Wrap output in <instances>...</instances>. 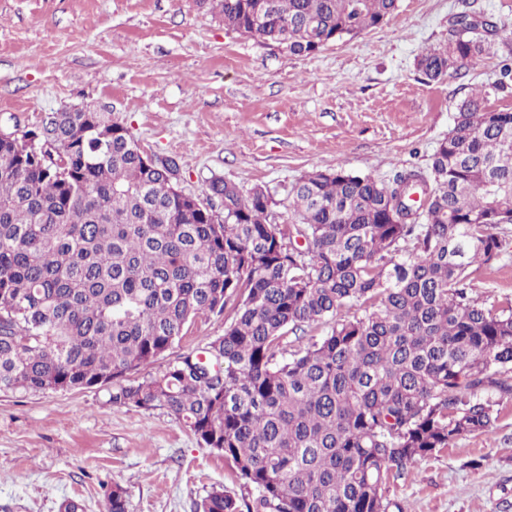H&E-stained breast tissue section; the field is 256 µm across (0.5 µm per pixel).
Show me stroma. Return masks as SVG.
Returning <instances> with one entry per match:
<instances>
[{
    "label": "stroma",
    "instance_id": "1",
    "mask_svg": "<svg viewBox=\"0 0 512 512\" xmlns=\"http://www.w3.org/2000/svg\"><path fill=\"white\" fill-rule=\"evenodd\" d=\"M467 5L512 33V0H398L380 26L297 56L226 29L196 0H0V128L104 104L145 151L179 158L185 192L210 199L215 178L261 186L283 220L307 173L344 167L389 180L428 167L460 101L501 66L488 56L438 81L417 70ZM496 232L498 260L470 276L489 308L512 301V224ZM232 317L195 319L169 358L223 335ZM115 484L128 512H196L215 489L256 496L166 410L114 406L102 386L0 392V512H59L67 499L103 512ZM386 488L406 512H512V400L492 433L459 439Z\"/></svg>",
    "mask_w": 512,
    "mask_h": 512
}]
</instances>
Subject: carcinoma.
Returning a JSON list of instances; mask_svg holds the SVG:
<instances>
[{
    "instance_id": "cac0c4a2",
    "label": "carcinoma",
    "mask_w": 512,
    "mask_h": 512,
    "mask_svg": "<svg viewBox=\"0 0 512 512\" xmlns=\"http://www.w3.org/2000/svg\"><path fill=\"white\" fill-rule=\"evenodd\" d=\"M224 27L297 56L383 23L397 0H198ZM512 55L494 18L448 19L423 51L429 79ZM512 92V68L492 83ZM128 128L94 105L49 112L0 140V391L92 387L115 406L166 410L233 462L258 495L211 491L200 512H389L387 481L460 438L491 432L512 398V305L468 295L471 268L512 224V108L477 92L427 169L386 182L344 167L302 176L285 224L267 192L220 178L223 212L173 192ZM420 200H402L408 186ZM233 306L206 361L188 352L141 374L185 326ZM329 331L289 352L303 325ZM220 370L209 374L214 363ZM104 512H128L124 488Z\"/></svg>"
}]
</instances>
